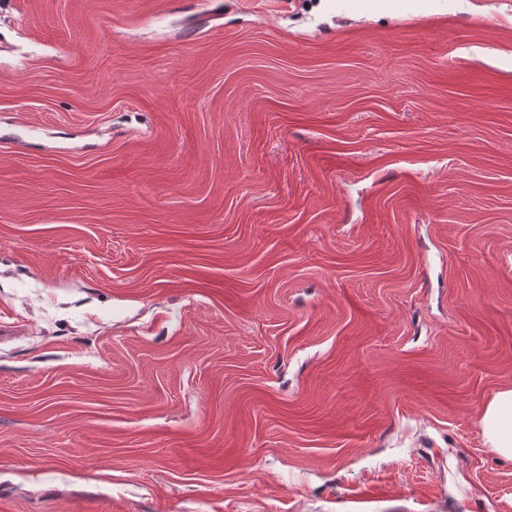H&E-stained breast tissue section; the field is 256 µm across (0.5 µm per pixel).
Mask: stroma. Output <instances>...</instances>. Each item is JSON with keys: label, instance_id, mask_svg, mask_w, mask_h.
<instances>
[{"label": "stroma", "instance_id": "35a3bbf8", "mask_svg": "<svg viewBox=\"0 0 512 512\" xmlns=\"http://www.w3.org/2000/svg\"><path fill=\"white\" fill-rule=\"evenodd\" d=\"M512 0H0V512H512ZM482 437L501 456L512 460V387L499 390L480 421Z\"/></svg>", "mask_w": 512, "mask_h": 512}]
</instances>
